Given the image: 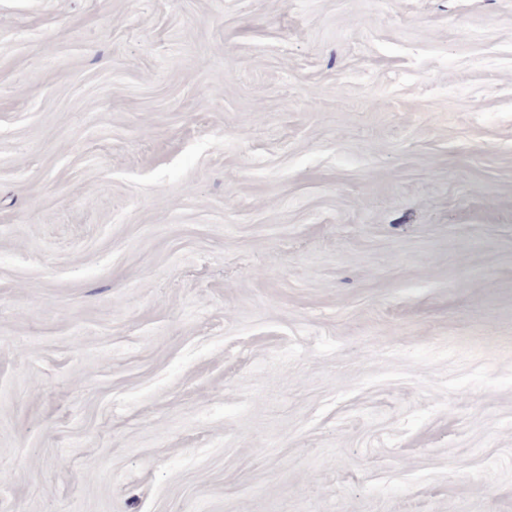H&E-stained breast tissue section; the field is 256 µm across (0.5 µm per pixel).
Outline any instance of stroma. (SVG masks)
Returning a JSON list of instances; mask_svg holds the SVG:
<instances>
[{
  "instance_id": "obj_1",
  "label": "stroma",
  "mask_w": 512,
  "mask_h": 512,
  "mask_svg": "<svg viewBox=\"0 0 512 512\" xmlns=\"http://www.w3.org/2000/svg\"><path fill=\"white\" fill-rule=\"evenodd\" d=\"M0 512H512V0H0Z\"/></svg>"
}]
</instances>
